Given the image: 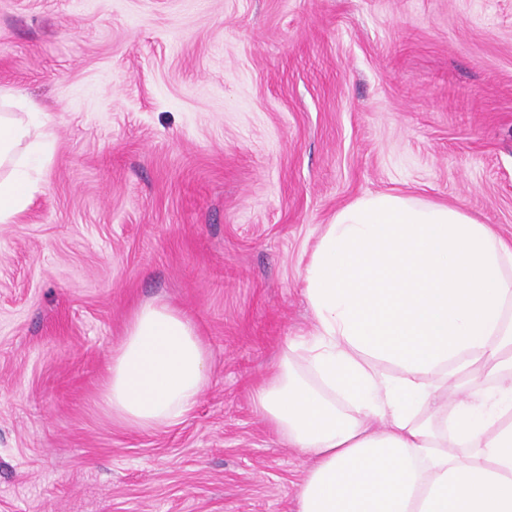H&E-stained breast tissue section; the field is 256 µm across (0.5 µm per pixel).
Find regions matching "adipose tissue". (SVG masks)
I'll use <instances>...</instances> for the list:
<instances>
[{"mask_svg": "<svg viewBox=\"0 0 512 512\" xmlns=\"http://www.w3.org/2000/svg\"><path fill=\"white\" fill-rule=\"evenodd\" d=\"M40 109L0 89V223L51 156ZM311 329L253 394L309 465L296 512H512V243L462 208L369 194L323 226L302 275ZM209 381L192 321L143 304L100 399L139 430Z\"/></svg>", "mask_w": 512, "mask_h": 512, "instance_id": "obj_1", "label": "adipose tissue"}]
</instances>
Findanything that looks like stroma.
<instances>
[{
	"label": "stroma",
	"instance_id": "35a3bbf8",
	"mask_svg": "<svg viewBox=\"0 0 512 512\" xmlns=\"http://www.w3.org/2000/svg\"><path fill=\"white\" fill-rule=\"evenodd\" d=\"M1 87L52 159L0 223V512H295L252 393L311 328L322 225L395 193L512 241V0H0ZM151 301L210 382L139 431L100 386Z\"/></svg>",
	"mask_w": 512,
	"mask_h": 512
}]
</instances>
